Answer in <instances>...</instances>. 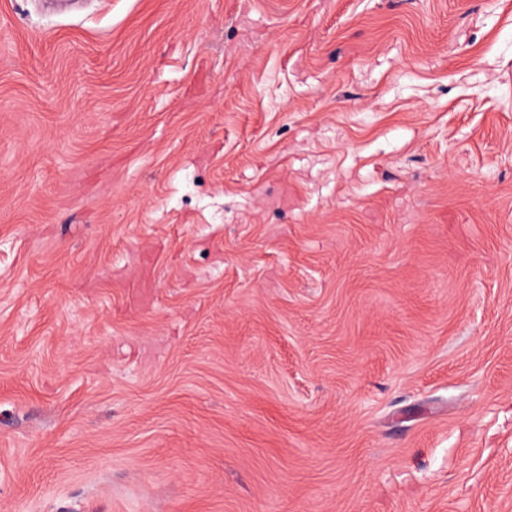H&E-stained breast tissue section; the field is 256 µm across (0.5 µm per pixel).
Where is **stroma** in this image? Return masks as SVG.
I'll list each match as a JSON object with an SVG mask.
<instances>
[{
    "label": "stroma",
    "mask_w": 512,
    "mask_h": 512,
    "mask_svg": "<svg viewBox=\"0 0 512 512\" xmlns=\"http://www.w3.org/2000/svg\"><path fill=\"white\" fill-rule=\"evenodd\" d=\"M0 512H512V0H0Z\"/></svg>",
    "instance_id": "obj_1"
}]
</instances>
